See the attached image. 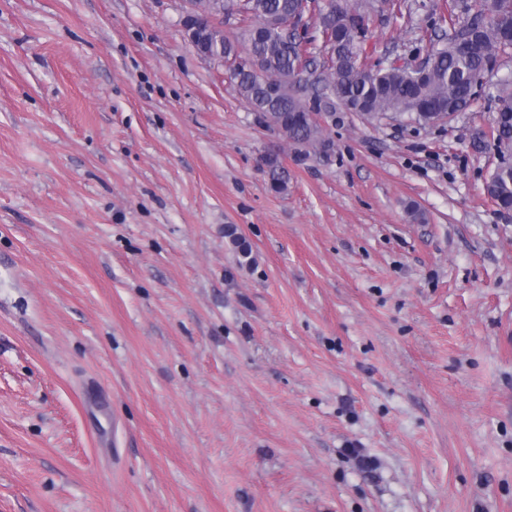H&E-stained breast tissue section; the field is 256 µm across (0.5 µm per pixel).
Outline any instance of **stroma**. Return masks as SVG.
I'll list each match as a JSON object with an SVG mask.
<instances>
[{"label": "stroma", "instance_id": "stroma-1", "mask_svg": "<svg viewBox=\"0 0 512 512\" xmlns=\"http://www.w3.org/2000/svg\"><path fill=\"white\" fill-rule=\"evenodd\" d=\"M180 17L0 0V512H512L495 103L301 154ZM433 35L380 0L363 49Z\"/></svg>", "mask_w": 512, "mask_h": 512}]
</instances>
